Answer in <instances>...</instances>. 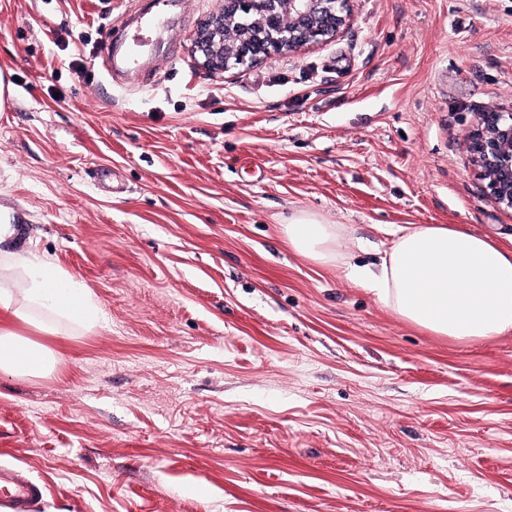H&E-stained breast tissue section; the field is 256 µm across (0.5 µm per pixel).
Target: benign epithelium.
Listing matches in <instances>:
<instances>
[{"label":"benign epithelium","mask_w":512,"mask_h":512,"mask_svg":"<svg viewBox=\"0 0 512 512\" xmlns=\"http://www.w3.org/2000/svg\"><path fill=\"white\" fill-rule=\"evenodd\" d=\"M353 0H222L198 26L192 52L200 68L223 73L273 52H297L339 37L354 21ZM468 164L492 201L512 211V108L477 114L466 138Z\"/></svg>","instance_id":"obj_1"}]
</instances>
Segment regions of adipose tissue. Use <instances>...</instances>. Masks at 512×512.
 <instances>
[{
    "label": "adipose tissue",
    "mask_w": 512,
    "mask_h": 512,
    "mask_svg": "<svg viewBox=\"0 0 512 512\" xmlns=\"http://www.w3.org/2000/svg\"><path fill=\"white\" fill-rule=\"evenodd\" d=\"M346 230L304 213L283 225L300 256L342 269L400 318L458 341L512 334V249L451 225L392 229L393 243L377 268L357 265ZM0 309L44 333L69 323L88 329L102 318L84 283L37 251H0ZM49 348L0 327V371L37 377L52 371Z\"/></svg>",
    "instance_id": "1"
}]
</instances>
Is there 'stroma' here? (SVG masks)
<instances>
[{"label":"stroma","mask_w":512,"mask_h":512,"mask_svg":"<svg viewBox=\"0 0 512 512\" xmlns=\"http://www.w3.org/2000/svg\"><path fill=\"white\" fill-rule=\"evenodd\" d=\"M147 2L0 0V246L105 315L20 326L56 369L0 372L27 512H512V335H433L278 230L344 225L364 265L411 224L512 248L464 149L512 105V0H354L335 40L214 75L219 0H168L143 79L109 78Z\"/></svg>","instance_id":"35a3bbf8"}]
</instances>
